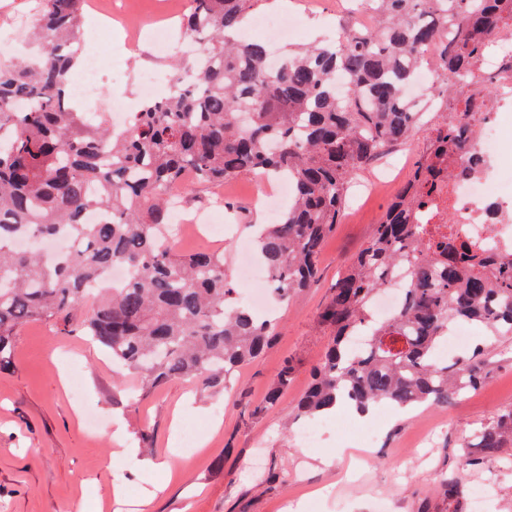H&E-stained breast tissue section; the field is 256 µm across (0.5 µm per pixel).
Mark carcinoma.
<instances>
[{
    "label": "carcinoma",
    "instance_id": "obj_1",
    "mask_svg": "<svg viewBox=\"0 0 512 512\" xmlns=\"http://www.w3.org/2000/svg\"><path fill=\"white\" fill-rule=\"evenodd\" d=\"M258 0H191L180 38L196 56L177 61L168 95L146 102L118 130L109 113L92 119L64 91L79 55L85 0H38L23 60H0V360L18 327L60 319L98 299L82 329L112 363L137 372L142 396L174 379L207 386L259 357L280 335L276 320L237 301L219 249L180 254L164 238L173 223L168 188L188 173L222 184L242 174L286 178L293 196L274 224L256 230L271 289L286 303L314 281L325 240L344 210L359 170L408 143L421 116L403 96L438 45L443 77L468 78L484 45L507 26L512 0H371L375 30L352 26L342 38L289 51L268 67L267 43L232 39ZM346 93L336 92V77ZM485 96L437 115L413 171L360 252L336 280L319 321L333 333L294 410L332 413L342 399L364 412L381 403L446 406L481 385L486 350L438 355L457 321L489 336L512 337V257L449 238L428 240L422 216L448 181V153L468 145L464 116ZM95 211L110 218L87 222ZM65 238L53 261L20 238ZM129 280L107 279L113 266ZM407 285L402 307L377 320L372 298L393 275ZM295 371L281 366L266 406H278ZM512 436V406L474 434L471 469L498 457ZM453 512L462 481L442 480Z\"/></svg>",
    "mask_w": 512,
    "mask_h": 512
}]
</instances>
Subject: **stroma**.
Segmentation results:
<instances>
[{
	"instance_id": "obj_1",
	"label": "stroma",
	"mask_w": 512,
	"mask_h": 512,
	"mask_svg": "<svg viewBox=\"0 0 512 512\" xmlns=\"http://www.w3.org/2000/svg\"><path fill=\"white\" fill-rule=\"evenodd\" d=\"M167 0H138V16L113 20L107 38L85 11L84 54L107 48L95 100L83 112H103L111 97L138 111V76L155 72L156 96L169 90L174 54L160 51L151 28L166 23ZM296 12L306 40L333 39L354 22L352 0H262L258 18ZM140 28L138 41L127 30ZM426 132L395 155V181L376 186L349 203L326 240L316 279L297 299L279 308L281 333L262 356L230 378V392L199 381L175 379L141 397L138 378L117 372L105 351L79 327L85 302L63 331L54 322L22 325L13 350L0 365V512H448L440 481L461 477L465 488L488 486L484 512H512V445L500 462L472 471L463 465L474 432L512 406V341H500L487 358V375L476 390L445 407L389 409V421L370 459L359 453L357 423L349 410L336 413L315 448L296 437L301 418L291 408L307 388L310 371L332 339L318 320L345 260L354 255L393 200L426 144ZM263 182L244 174L224 188L195 184L184 195L187 211L220 210L232 230L222 248L230 280L251 227L268 215L255 194ZM296 370L280 407L265 396L285 360ZM80 376L84 395L70 384ZM197 421L200 446L184 448L181 429ZM133 448L128 478L113 486V452Z\"/></svg>"
}]
</instances>
